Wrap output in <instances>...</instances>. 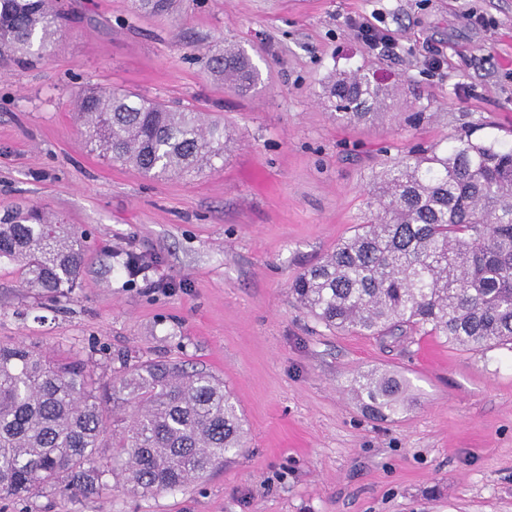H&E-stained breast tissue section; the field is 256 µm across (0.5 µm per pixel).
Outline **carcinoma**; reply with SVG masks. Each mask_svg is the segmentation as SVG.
Listing matches in <instances>:
<instances>
[{"instance_id": "obj_1", "label": "carcinoma", "mask_w": 512, "mask_h": 512, "mask_svg": "<svg viewBox=\"0 0 512 512\" xmlns=\"http://www.w3.org/2000/svg\"><path fill=\"white\" fill-rule=\"evenodd\" d=\"M50 0H0V65L44 58L67 15ZM177 0H131L133 12L166 16ZM212 75L239 97L260 73L230 43L206 55ZM396 92L362 70L331 75L321 104L340 124L390 113ZM76 110L88 145L152 178L187 176L224 157V123L129 91H83ZM368 212L353 235L300 273L291 293L329 329L365 336H436L468 350L512 349V144L470 131L443 149L387 160L368 188ZM89 250L86 237L51 223L37 206L0 218V258L20 266L22 285L68 297ZM113 262L149 266L134 252ZM112 400L131 408L112 441V466L96 449L107 433L102 398L84 366L32 346H0V495L73 496L114 487L140 497L176 491L224 466L243 447L245 421L224 382L179 362L131 364L117 357ZM350 390L374 416L408 405L407 384L373 370Z\"/></svg>"}]
</instances>
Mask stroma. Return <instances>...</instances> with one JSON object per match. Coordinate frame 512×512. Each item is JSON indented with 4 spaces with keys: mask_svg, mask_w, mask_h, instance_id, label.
Instances as JSON below:
<instances>
[{
    "mask_svg": "<svg viewBox=\"0 0 512 512\" xmlns=\"http://www.w3.org/2000/svg\"><path fill=\"white\" fill-rule=\"evenodd\" d=\"M63 3L71 21L50 55L0 67V214L40 206L91 249L60 304L0 260V344L89 362L100 390L118 354L193 362L223 380L249 434L174 492L0 496V512H512V350L336 331L289 290L352 234L387 158L446 147L477 118L480 136L512 142V0H181L165 19L133 17L127 0ZM361 17L394 45L366 48ZM225 40L262 73L252 97L196 60ZM359 66L404 84L396 119L343 125L320 104L330 72ZM87 88L209 113L228 150L193 178H145L85 143ZM122 251L148 268L115 267ZM371 368L409 380L405 414L373 418L350 393Z\"/></svg>",
    "mask_w": 512,
    "mask_h": 512,
    "instance_id": "obj_1",
    "label": "stroma"
}]
</instances>
